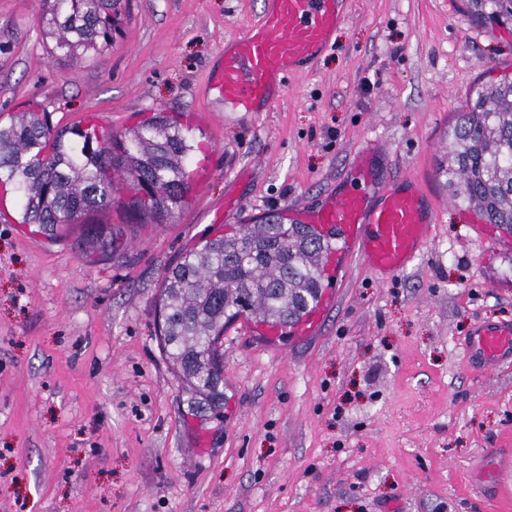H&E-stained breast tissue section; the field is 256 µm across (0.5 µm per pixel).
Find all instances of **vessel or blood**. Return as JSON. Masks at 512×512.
<instances>
[{
    "label": "vessel or blood",
    "instance_id": "b4317fda",
    "mask_svg": "<svg viewBox=\"0 0 512 512\" xmlns=\"http://www.w3.org/2000/svg\"><path fill=\"white\" fill-rule=\"evenodd\" d=\"M259 25L224 50L217 83L224 104L239 112L270 105L273 90L286 87L294 68L325 49L333 30L347 17V0H269ZM433 209L420 185L340 193L312 212L308 224L341 229L346 243L378 271L406 267L429 232ZM481 369L512 359V321L478 325L467 346Z\"/></svg>",
    "mask_w": 512,
    "mask_h": 512
}]
</instances>
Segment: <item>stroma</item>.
Masks as SVG:
<instances>
[{"label":"stroma","mask_w":512,"mask_h":512,"mask_svg":"<svg viewBox=\"0 0 512 512\" xmlns=\"http://www.w3.org/2000/svg\"><path fill=\"white\" fill-rule=\"evenodd\" d=\"M267 0H129L111 49L51 58L42 0H0V121L43 109L130 132L186 124L209 174L162 224L115 195L63 237L0 195V512H512V363L478 371L477 323L512 319V247L453 201V114L512 73V33L464 0H350L330 46L262 112L226 109V44ZM417 178L430 233L398 274L347 253L315 330L224 333V413L189 414L160 345L167 268L240 214Z\"/></svg>","instance_id":"stroma-1"}]
</instances>
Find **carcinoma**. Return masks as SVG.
<instances>
[{"label": "carcinoma", "mask_w": 512, "mask_h": 512, "mask_svg": "<svg viewBox=\"0 0 512 512\" xmlns=\"http://www.w3.org/2000/svg\"><path fill=\"white\" fill-rule=\"evenodd\" d=\"M40 19L53 40L51 57L101 55L120 28L123 0H46ZM479 22L512 24V0H468ZM448 187L454 199L488 224L512 234V80L476 88L448 130ZM186 130L158 113L119 137L93 124L55 130L47 116L27 112L0 125V183L18 194L21 223L56 230L108 210L124 175L138 219L161 222L190 190ZM341 232L282 222L276 214L242 224L181 253L161 285L160 340L186 386L187 407L201 417L224 409V328L240 319L285 328L321 299L323 258Z\"/></svg>", "instance_id": "1"}]
</instances>
